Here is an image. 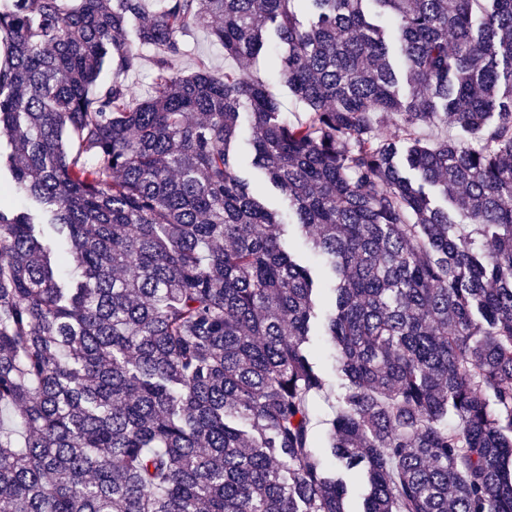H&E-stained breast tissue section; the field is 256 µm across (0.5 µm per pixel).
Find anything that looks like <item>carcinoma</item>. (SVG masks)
Returning <instances> with one entry per match:
<instances>
[{
    "label": "carcinoma",
    "mask_w": 512,
    "mask_h": 512,
    "mask_svg": "<svg viewBox=\"0 0 512 512\" xmlns=\"http://www.w3.org/2000/svg\"><path fill=\"white\" fill-rule=\"evenodd\" d=\"M197 26L305 119L174 70ZM0 43V512H512V0H0ZM242 175L252 179L253 184L261 186L263 199L269 201L278 209L281 218L286 223L293 222L292 213L288 210V205L282 202L281 195L277 191L272 190V186L264 179L263 175H257L256 171L249 166L242 168Z\"/></svg>",
    "instance_id": "1"
}]
</instances>
